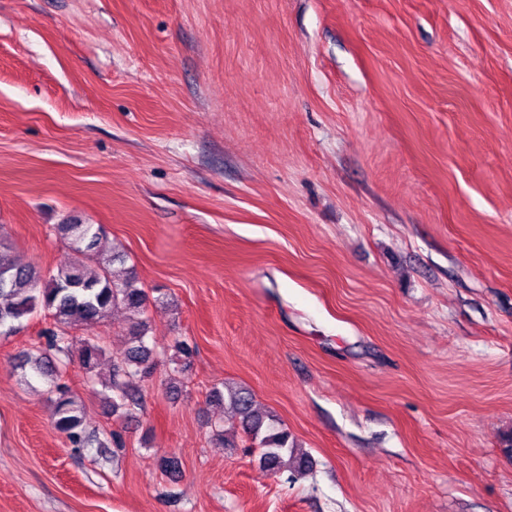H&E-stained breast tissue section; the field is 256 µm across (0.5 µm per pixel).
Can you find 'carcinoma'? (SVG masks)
Returning a JSON list of instances; mask_svg holds the SVG:
<instances>
[{"label":"carcinoma","instance_id":"obj_1","mask_svg":"<svg viewBox=\"0 0 512 512\" xmlns=\"http://www.w3.org/2000/svg\"><path fill=\"white\" fill-rule=\"evenodd\" d=\"M55 230L67 240L78 259L46 275L34 267L17 264L8 249L0 248V328L8 333L19 329L22 321L39 308L51 313L56 329L49 331L45 351L29 363L37 377L51 382L52 425L73 448L94 444L106 448L108 443L84 426L81 405L63 382L72 360L68 328L97 324L116 305L140 316L145 312L147 294L138 286L135 276L121 278L114 273L112 265L124 262L123 255L108 253L101 232L94 225L58 224ZM153 354L154 348L147 342L146 322L140 318L128 334L124 353L112 359L109 378L99 380L101 393H112V412L129 416L141 405L140 382L153 373ZM105 355L100 343L86 341L78 354L79 364L85 373L91 374ZM209 398L229 405L244 433L259 442L262 468L274 474L291 471L298 475L312 469L310 456L299 449L278 419L256 410L250 389L215 387Z\"/></svg>","mask_w":512,"mask_h":512}]
</instances>
